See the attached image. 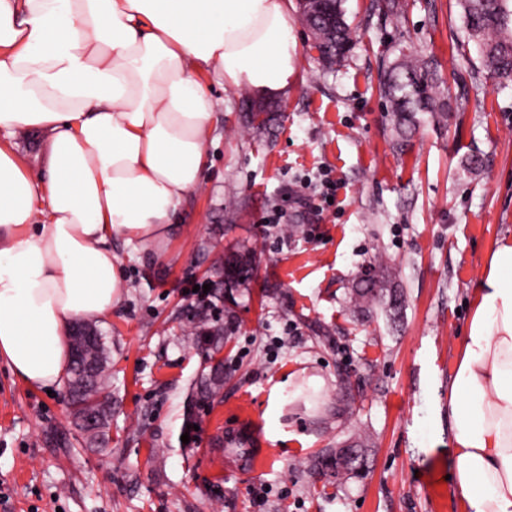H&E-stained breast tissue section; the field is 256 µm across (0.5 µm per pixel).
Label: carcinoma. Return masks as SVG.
<instances>
[{
    "label": "carcinoma",
    "instance_id": "carcinoma-1",
    "mask_svg": "<svg viewBox=\"0 0 512 512\" xmlns=\"http://www.w3.org/2000/svg\"><path fill=\"white\" fill-rule=\"evenodd\" d=\"M344 0H336V31L324 29L316 33V47L321 59L329 64L344 60L353 47V30L348 23ZM462 20L468 38L476 47L483 67L497 80L512 82V0H459ZM380 91L389 104L397 131L401 138L416 126L417 115L429 112L441 120L448 111V104L436 100L432 68L428 61L412 54L401 53L399 59L383 70ZM251 260L245 254L238 255L236 265L227 269L225 277L234 283L250 276ZM380 276L377 272L365 271L359 277L356 288L350 293V303L356 308L368 309L381 300ZM97 349L87 355L89 365L79 362L71 365L69 381L70 402L75 419L88 414L99 416L98 431L86 435L90 443L103 442L108 437L112 416V376L107 373L108 362L105 343L100 333ZM213 378L200 382V393L210 398L223 387V364L213 367ZM359 458H350L336 450L319 462L321 469L333 475L349 474L357 469Z\"/></svg>",
    "mask_w": 512,
    "mask_h": 512
}]
</instances>
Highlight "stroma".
<instances>
[{"mask_svg": "<svg viewBox=\"0 0 512 512\" xmlns=\"http://www.w3.org/2000/svg\"><path fill=\"white\" fill-rule=\"evenodd\" d=\"M403 3L392 17L345 0L354 46L332 67L290 7L287 95L213 86L208 164L174 230L150 248L112 242L122 298L95 322L110 441L85 440L67 388H28L0 363V512H464L448 385L473 286L512 235V84L481 71L458 0ZM404 51L434 61L450 112L421 114L402 140L379 78ZM259 111L262 130L248 123ZM325 166L340 185L317 212L302 181ZM243 252L254 273L235 285L215 262ZM366 266L399 301L363 316L348 297ZM204 284L218 350L188 294ZM219 361L224 386L201 399ZM242 420L271 452L264 471L226 467L220 437ZM355 445L361 473L314 470Z\"/></svg>", "mask_w": 512, "mask_h": 512, "instance_id": "35a3bbf8", "label": "stroma"}]
</instances>
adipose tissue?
<instances>
[{"label":"adipose tissue","instance_id":"obj_1","mask_svg":"<svg viewBox=\"0 0 512 512\" xmlns=\"http://www.w3.org/2000/svg\"><path fill=\"white\" fill-rule=\"evenodd\" d=\"M288 0H0V362L61 386L74 320L111 313V242L162 243L201 182L211 82L284 92ZM46 144L44 176L17 152ZM453 492L512 512V238L490 251L448 386Z\"/></svg>","mask_w":512,"mask_h":512}]
</instances>
